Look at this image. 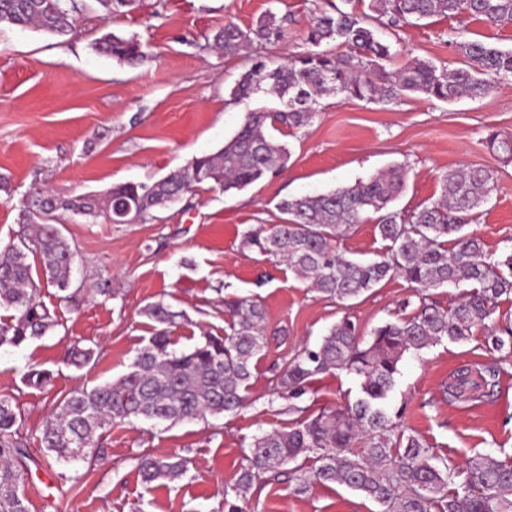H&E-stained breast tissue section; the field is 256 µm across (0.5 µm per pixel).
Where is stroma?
<instances>
[{"instance_id": "obj_1", "label": "stroma", "mask_w": 512, "mask_h": 512, "mask_svg": "<svg viewBox=\"0 0 512 512\" xmlns=\"http://www.w3.org/2000/svg\"><path fill=\"white\" fill-rule=\"evenodd\" d=\"M340 2L141 0L138 9L109 24L100 11H86L64 38L1 25L0 175L11 192L0 193V250L16 239L31 187L46 183L65 197L101 196L119 183L154 181L223 147L247 110L275 106L262 92L231 102L229 92L252 56L206 48L207 36L225 18L246 26L267 11L294 14L287 41L263 50L280 63L308 50L304 24L311 11ZM457 26L456 20L433 17L382 36L400 56L453 68L458 56L450 41ZM109 30L138 38L150 58L133 67L97 54L93 42ZM492 130L512 133V80L498 82L483 99L448 103L410 97L383 105L329 96L320 99L309 126L287 136L291 157L275 177L241 191L198 187L146 223L66 215L60 230L76 250L71 284L64 292L45 286L40 294L60 325L20 347L0 349V395L16 398L31 438L25 484L30 512H378L375 502L338 484L299 494L282 478L243 497L223 493L246 465L253 436L292 424L283 412L287 400L273 397L275 370L303 347L317 346L343 316L370 336L402 317V302L411 293L395 277L350 305L328 300L288 267L242 250L241 235L253 224L279 223L282 200L348 186L393 163L407 171L393 207L411 211L440 196L444 175L470 166L492 170L495 187L467 229L489 251L512 250V160L488 148ZM340 249L351 259H376L385 244L368 217ZM232 297L264 305L271 338L255 363L247 408L173 426L116 425L104 433L94 467L46 463L33 436L51 402L128 372L153 332L146 305L162 300L185 312L171 332L180 351L203 336L230 334L224 301ZM486 332L479 325L468 342L445 340L406 354L387 400L389 412H402L405 427L452 470L478 453L512 462V376L501 378L490 401L484 388L454 389L459 374L478 378L480 363L491 361L483 346ZM76 343L96 351L79 370L67 363ZM33 367L53 372L50 390L25 385ZM357 395V378L334 371L319 375L306 402L316 412ZM145 452L178 453L189 459V470L181 479L145 486L135 461Z\"/></svg>"}]
</instances>
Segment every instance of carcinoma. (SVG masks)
<instances>
[{"label":"carcinoma","instance_id":"1","mask_svg":"<svg viewBox=\"0 0 512 512\" xmlns=\"http://www.w3.org/2000/svg\"><path fill=\"white\" fill-rule=\"evenodd\" d=\"M106 19L135 9L136 0H95ZM343 6L320 9L307 24L306 42L313 50L272 66L260 54L241 75L230 97L242 103L259 91L271 93L280 106L250 110L231 139L213 154L148 182L117 184L105 198L63 197L34 189L22 213L17 241L0 251V348L18 347L59 326L40 300L29 256H38L46 284L68 290L75 253L61 234V213L122 221V213L140 223L154 217L193 189L208 184L224 191L242 190L282 171L290 158L287 144L269 133L308 126L315 106L326 94L392 104L410 95L452 102L462 96L486 97L495 84L512 78V48L481 40H450L460 56L450 70L431 60L409 57L398 68L388 64L392 45L372 27L396 30L414 19L470 17L493 26L512 25V0H342ZM86 0H0V24L33 27L66 37ZM292 16L266 12L242 27L224 20L212 44L226 56L254 45L288 39ZM99 54L127 63H142L149 49L138 39L107 32L93 43ZM487 146L512 158V135L491 132ZM493 174L463 167L443 178L442 197L411 212L391 203L403 192L406 174L394 165L367 180L316 195L283 200L279 224H256L242 234L241 245L288 266L325 298L345 303L395 275L413 290L403 307L411 312L360 336L347 315L333 324L321 343L303 348L273 376L274 391L288 400V412L301 418L291 427L254 437L249 464L231 490L249 492L266 473L284 476L303 493L311 484L336 483L374 501L380 512H512V463L490 453L470 457L462 473L448 469L426 441L407 432L401 415L392 416L386 401L405 354L444 339L464 343L472 328L492 319L502 298L512 296V252L496 257L485 243L463 232L475 220L493 190ZM375 215V228L386 251L379 259L354 261L337 249L364 214ZM467 282L462 298L441 308L427 302L424 291ZM224 308L233 318V333L207 335L192 350L170 349L169 328L186 318L163 301L147 306L156 323L147 342L136 350L130 371L90 389L76 388L54 402L38 441L47 456L79 460L92 466L103 433L114 424L136 421L177 424L208 415L237 414L248 407L253 360L268 347L266 310L252 298H232ZM485 349L512 356V326L491 328ZM92 347L74 345L70 362L90 363ZM334 370L359 379L354 403L309 413L304 397L316 376ZM53 375L35 367L25 375L43 389ZM20 406L0 395V512H29L22 469L28 438L21 432ZM189 461L178 454L144 453L136 468L143 483L172 481L186 474Z\"/></svg>","mask_w":512,"mask_h":512}]
</instances>
